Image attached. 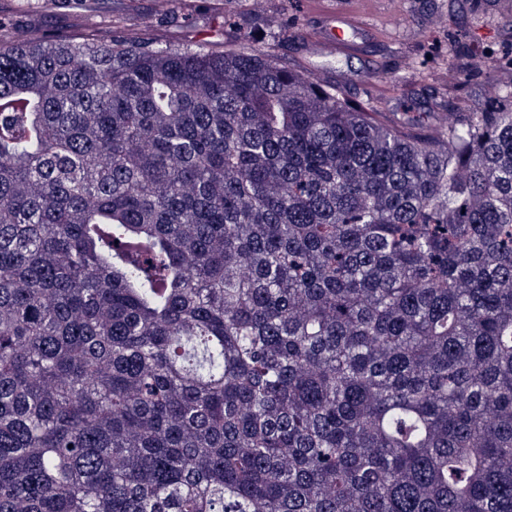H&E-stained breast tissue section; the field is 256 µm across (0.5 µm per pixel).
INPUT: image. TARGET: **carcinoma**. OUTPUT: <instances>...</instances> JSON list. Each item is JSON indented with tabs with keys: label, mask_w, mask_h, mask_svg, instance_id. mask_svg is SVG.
Listing matches in <instances>:
<instances>
[{
	"label": "carcinoma",
	"mask_w": 512,
	"mask_h": 512,
	"mask_svg": "<svg viewBox=\"0 0 512 512\" xmlns=\"http://www.w3.org/2000/svg\"><path fill=\"white\" fill-rule=\"evenodd\" d=\"M0 512H512V85L0 44Z\"/></svg>",
	"instance_id": "cac0c4a2"
}]
</instances>
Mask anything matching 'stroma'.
<instances>
[{
	"label": "stroma",
	"instance_id": "stroma-1",
	"mask_svg": "<svg viewBox=\"0 0 512 512\" xmlns=\"http://www.w3.org/2000/svg\"><path fill=\"white\" fill-rule=\"evenodd\" d=\"M402 12L385 0H0L10 24L0 41L39 30L62 37L118 31L160 46L204 48L213 54L240 46L245 36L287 69L316 74L354 103L378 111H478L483 92L512 75V13L493 0H404ZM364 11L369 30L355 55L328 54L315 41L318 7ZM478 48L490 70L456 74L442 69L449 47Z\"/></svg>",
	"mask_w": 512,
	"mask_h": 512
}]
</instances>
